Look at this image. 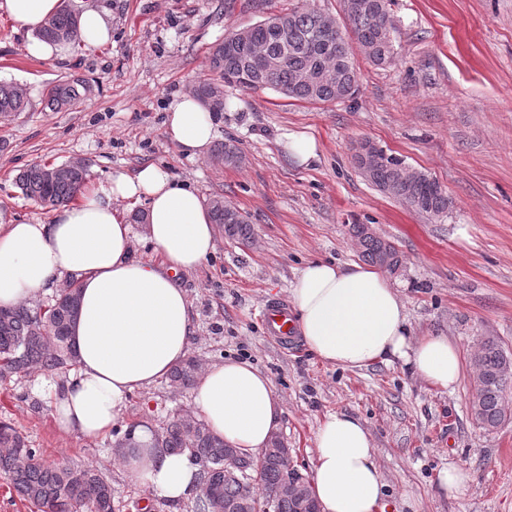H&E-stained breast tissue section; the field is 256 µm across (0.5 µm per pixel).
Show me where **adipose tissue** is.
Wrapping results in <instances>:
<instances>
[{
  "instance_id": "ef3b65f1",
  "label": "adipose tissue",
  "mask_w": 512,
  "mask_h": 512,
  "mask_svg": "<svg viewBox=\"0 0 512 512\" xmlns=\"http://www.w3.org/2000/svg\"><path fill=\"white\" fill-rule=\"evenodd\" d=\"M63 0H0V12L28 36L27 51L49 59L60 44L43 40L45 21ZM167 134L196 156L212 142V115L199 99L173 100ZM144 201V235L162 257H136L122 205ZM215 250L212 219L192 186L149 164L136 175L99 182L81 201L61 206L49 224L0 225V307L36 299L62 280L79 286V315L71 330L76 366L54 390L59 427L85 439L108 434L130 395L165 378L188 355L193 310L177 276L196 270ZM294 325L323 363L361 369L401 361L428 385L452 390L462 376L457 348L447 337H413L404 304L382 270L315 260L291 290ZM195 411L211 430L258 459L280 426L281 404L270 379L245 361L205 366ZM137 447L120 465L151 494L170 502L198 497L199 467L189 453L150 449L149 430L135 431ZM313 494L320 512H386L385 483L370 431L344 412L328 414L315 436Z\"/></svg>"
}]
</instances>
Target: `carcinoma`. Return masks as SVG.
Instances as JSON below:
<instances>
[{
  "instance_id": "obj_1",
  "label": "carcinoma",
  "mask_w": 512,
  "mask_h": 512,
  "mask_svg": "<svg viewBox=\"0 0 512 512\" xmlns=\"http://www.w3.org/2000/svg\"><path fill=\"white\" fill-rule=\"evenodd\" d=\"M373 13L347 12L350 31L363 51L382 46L383 62L394 55L395 24L391 0H366ZM39 36L50 42L71 43L78 38V14L63 8L47 20ZM261 52L275 61L264 71L250 67V56ZM214 77L192 86L191 94L201 100H215L216 111H224V87L249 90L273 89L282 95L311 104L344 100L354 96L359 76L352 61V46L344 40L341 51L323 43L322 14L291 10L271 15L249 27L248 46L233 55L224 54L219 43L208 57ZM90 91L89 82L79 76L63 77L47 86L45 108L56 112L75 107ZM27 89L19 83L0 82V120H9L25 110ZM217 162L238 166L243 155L232 139L218 145ZM401 160L365 175L382 193L406 202L432 217H440L450 204L446 190L428 174L412 187L393 191L389 184L397 178ZM89 164L83 160L59 164H34L15 178L22 195L40 206H61L78 199L86 190ZM210 214L224 238L242 245L253 240L247 215L227 209L224 200L210 202ZM364 261L390 272L402 266L395 244L379 234L369 235L363 224L349 225ZM78 307L77 288L63 289L44 311L24 306L0 308V380L34 369L52 373L74 363L70 327ZM477 396L471 414L482 428L492 431L507 421L504 397L512 388V355L494 337L485 338L471 358ZM198 365L193 359L175 367L170 380L182 388L196 382ZM153 447L168 452L189 451L200 466L206 492L195 504V512H317L310 481L302 478L301 497L271 499L272 492L288 475L289 449L273 442L265 449L261 466L255 470L254 490L245 496L243 483L224 473V438L211 432L204 420L188 411L178 413L154 431ZM0 473L8 476L13 488L37 507L38 512H114L112 485L93 467H51L29 446L20 432L0 422Z\"/></svg>"
}]
</instances>
